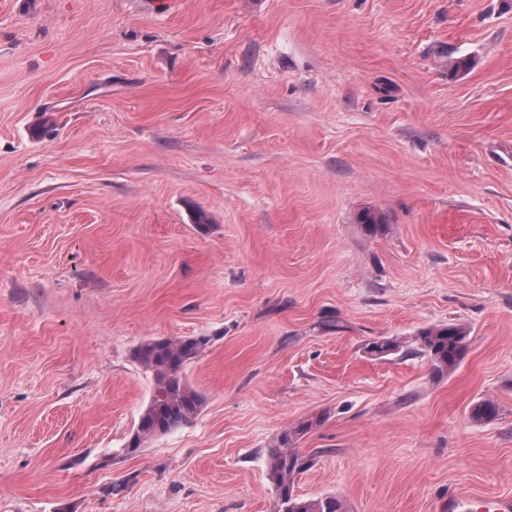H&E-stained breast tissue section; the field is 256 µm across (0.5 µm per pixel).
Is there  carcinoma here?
Wrapping results in <instances>:
<instances>
[{
    "instance_id": "carcinoma-1",
    "label": "carcinoma",
    "mask_w": 512,
    "mask_h": 512,
    "mask_svg": "<svg viewBox=\"0 0 512 512\" xmlns=\"http://www.w3.org/2000/svg\"><path fill=\"white\" fill-rule=\"evenodd\" d=\"M211 342L209 336L148 338L132 352L133 359L153 378V391L147 406L139 415L134 431L136 445H142L190 424L202 411L205 398L182 376L185 367L201 356ZM412 352L426 357L437 376L453 369L464 357L467 334L458 324H442L423 328L412 342ZM405 348L397 339L373 341L367 353L376 358L396 354ZM498 403L492 398L476 402L470 410L474 422L494 419ZM320 420H302L285 428L269 450L267 471L276 498V512H345L335 496L304 498L294 491L296 475L310 465L307 456L296 449L297 442L310 433Z\"/></svg>"
}]
</instances>
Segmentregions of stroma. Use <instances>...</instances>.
<instances>
[{
  "label": "stroma",
  "instance_id": "1",
  "mask_svg": "<svg viewBox=\"0 0 512 512\" xmlns=\"http://www.w3.org/2000/svg\"><path fill=\"white\" fill-rule=\"evenodd\" d=\"M448 323L442 377L366 351ZM197 335L128 450L132 349ZM310 418L302 496L512 494V0H0V512H272ZM211 337L148 338L132 352L133 359L153 378V391L139 415L135 434L137 450L156 438L190 424L202 411L205 398L182 376L185 367L208 348ZM317 425L313 419L302 420L285 428L270 448L267 471L276 498V512H345L336 496L303 498L295 494L294 479L310 465L307 456L296 448L297 442Z\"/></svg>",
  "mask_w": 512,
  "mask_h": 512
}]
</instances>
